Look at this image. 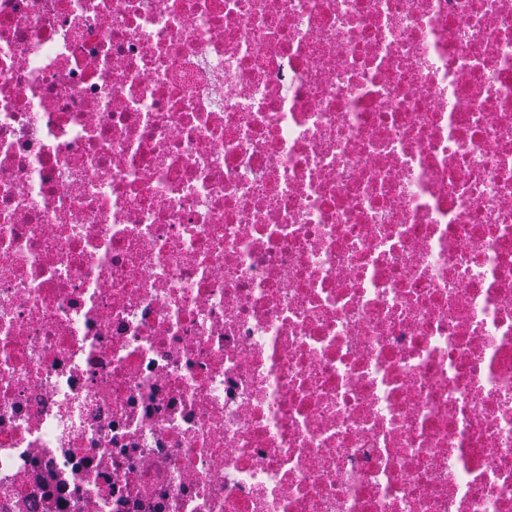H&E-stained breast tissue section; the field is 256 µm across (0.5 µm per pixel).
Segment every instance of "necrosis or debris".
Returning <instances> with one entry per match:
<instances>
[{"instance_id":"obj_1","label":"necrosis or debris","mask_w":512,"mask_h":512,"mask_svg":"<svg viewBox=\"0 0 512 512\" xmlns=\"http://www.w3.org/2000/svg\"><path fill=\"white\" fill-rule=\"evenodd\" d=\"M0 512H512V0H0Z\"/></svg>"}]
</instances>
